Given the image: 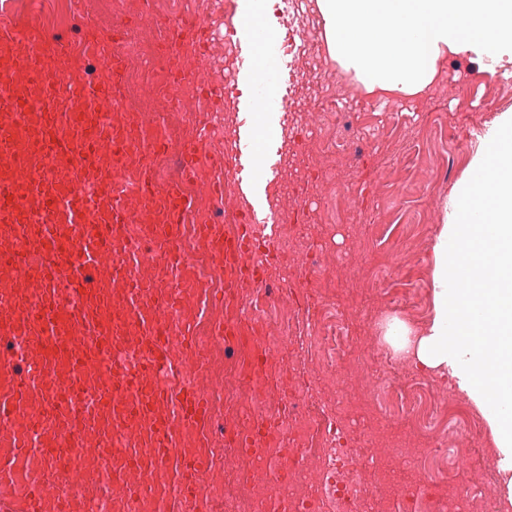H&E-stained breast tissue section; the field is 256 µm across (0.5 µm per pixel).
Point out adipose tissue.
<instances>
[{"label": "adipose tissue", "instance_id": "1", "mask_svg": "<svg viewBox=\"0 0 512 512\" xmlns=\"http://www.w3.org/2000/svg\"><path fill=\"white\" fill-rule=\"evenodd\" d=\"M333 60L366 93L413 96L446 56L512 53V0H316ZM433 317L419 335L398 321L386 338L450 373L486 420L512 471V113L482 137L448 197L434 245Z\"/></svg>", "mask_w": 512, "mask_h": 512}]
</instances>
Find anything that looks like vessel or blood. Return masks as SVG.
Here are the masks:
<instances>
[{"label":"vessel or blood","mask_w":512,"mask_h":512,"mask_svg":"<svg viewBox=\"0 0 512 512\" xmlns=\"http://www.w3.org/2000/svg\"><path fill=\"white\" fill-rule=\"evenodd\" d=\"M276 0H224L219 26L188 9L166 20L143 6L133 21L151 37L171 36L167 89L198 121L190 139L172 146L161 127L124 111L127 71L139 58L120 36L83 34L78 44L49 37L37 19L0 21V487H17L11 512H43L64 500L80 512L101 490L137 512L144 492L127 474L152 463L165 475L152 488L154 512H180L214 474L188 448L209 440L214 423L212 380L195 381L202 347L196 321L216 302L237 306L213 331L233 353L240 377L265 398H278L266 369L282 353L262 340L260 316L238 306V281L266 287L276 268L301 273L275 247L278 225L300 223L309 194L279 205L282 160L304 137L286 132L303 63V28ZM96 53L104 74L82 75ZM230 60L227 69L208 59ZM176 150L182 172H208L230 182L224 221L212 225L209 272L221 291L187 297L183 275L193 267L184 248L192 202L179 188L157 197L151 159ZM111 412L112 429L93 423L88 408ZM224 445L254 457L252 481L268 489L258 512H286L280 496L293 474L313 469L290 448L274 421L255 415L250 430L226 428ZM38 455L44 478L19 482L25 452ZM95 454V479L71 488L73 469Z\"/></svg>","instance_id":"vessel-or-blood-1"}]
</instances>
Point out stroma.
I'll return each mask as SVG.
<instances>
[{
	"label": "stroma",
	"instance_id": "obj_1",
	"mask_svg": "<svg viewBox=\"0 0 512 512\" xmlns=\"http://www.w3.org/2000/svg\"><path fill=\"white\" fill-rule=\"evenodd\" d=\"M0 0V18L20 23L39 16L47 33L78 43L84 30L99 26L91 10L76 8L69 22L59 23L52 0ZM304 23L313 41L308 71L314 83L335 80L342 70L333 61L322 37L315 0H286ZM481 54L450 56L439 64L433 87L417 97L374 96L369 106L340 101L348 126H320L309 114L310 134L298 165L315 176L308 192L316 204L308 215L311 249L307 256L311 281H330L337 309L344 313L350 335L370 342L384 336L392 320L420 333L433 315V246L445 222L452 188L467 170L479 139L505 112H512V56L503 57L494 71L483 68ZM342 133L347 149L323 152V136ZM358 350H351L336 370L311 376L307 396L323 398L334 378L346 382L347 402L337 404L339 420H352L355 433L375 451L364 471L369 481L391 487L385 512H408L409 497L426 490L428 499L463 495L466 488L487 479L496 482V497L507 494L505 477L487 467L469 466L461 449L448 452L452 477L417 473L420 453H432L434 439L413 416L395 414L384 404L380 389L387 383L403 386L426 382L443 388L449 402L475 422V445L489 464L497 463L484 418L456 389L450 376L417 366L399 356L393 366L374 365L363 372ZM398 456H389V449Z\"/></svg>",
	"mask_w": 512,
	"mask_h": 512
}]
</instances>
